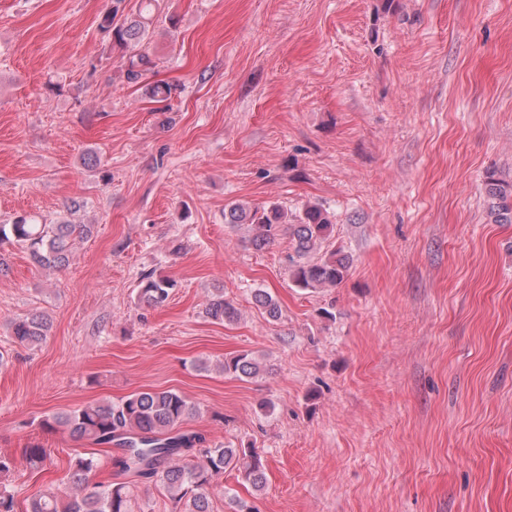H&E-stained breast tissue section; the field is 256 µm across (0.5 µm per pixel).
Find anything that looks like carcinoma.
<instances>
[{
	"instance_id": "carcinoma-1",
	"label": "carcinoma",
	"mask_w": 512,
	"mask_h": 512,
	"mask_svg": "<svg viewBox=\"0 0 512 512\" xmlns=\"http://www.w3.org/2000/svg\"><path fill=\"white\" fill-rule=\"evenodd\" d=\"M154 0H141L138 14H123V0H112L105 12L100 29L112 44L127 47L137 45L149 36ZM156 62L147 54L129 56L125 63L127 82L136 83ZM175 87L158 81L146 87L149 98L157 103L167 101ZM488 216L493 224H512V183L500 182L489 176L486 188ZM224 223L246 224L252 231L251 241L257 248L273 242L286 233L291 241L288 273L292 284L301 290L314 291L335 287L348 275L350 258L331 239L334 222L330 213L318 203L305 205L288 214L282 206L271 204L249 208L232 203L224 209ZM93 232L91 224H74L63 220L46 224L32 217L19 216L10 224H0V245L10 244L27 252L35 264L44 268H61L70 263L75 241ZM174 283L153 273L142 275L138 288L139 301L160 306L167 301ZM256 306L276 320L281 310L278 303L263 290L253 294ZM207 316L220 323L231 322L237 309L216 290L208 299ZM48 318L41 313L15 320L11 335L21 345L33 346L47 335ZM220 370L236 378H248L261 371L259 361L249 353L233 356L219 365ZM198 412L195 404L172 389L132 393L117 402L105 401L72 408L44 420L47 429L62 428L76 439L94 445L118 442L123 447L124 468L144 478H157L176 500L186 503L187 512H210L209 487L215 477L227 467H240L252 485L260 488L264 472L257 453L252 448H229L224 445L205 446V439L182 431ZM195 450L196 461L182 464L178 456L184 450ZM26 462L38 469L46 459V450L36 444L25 449ZM94 468L91 457L80 454L73 458L74 489L63 496L49 489L31 499L26 512H131L132 487L127 482L98 484L88 491L86 475Z\"/></svg>"
}]
</instances>
